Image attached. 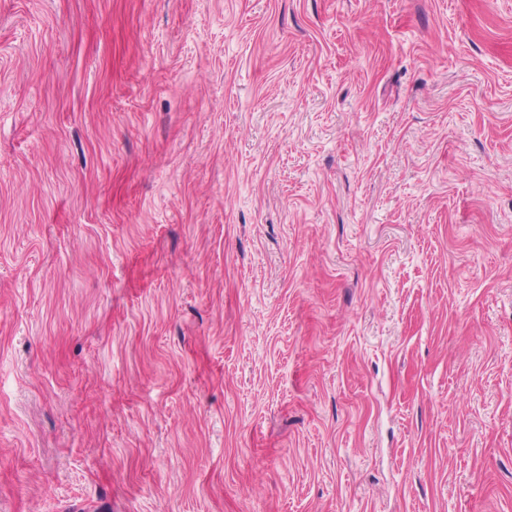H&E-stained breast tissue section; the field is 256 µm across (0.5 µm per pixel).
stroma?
I'll list each match as a JSON object with an SVG mask.
<instances>
[{
	"mask_svg": "<svg viewBox=\"0 0 512 512\" xmlns=\"http://www.w3.org/2000/svg\"><path fill=\"white\" fill-rule=\"evenodd\" d=\"M0 512H512V0H0Z\"/></svg>",
	"mask_w": 512,
	"mask_h": 512,
	"instance_id": "1",
	"label": "stroma"
}]
</instances>
